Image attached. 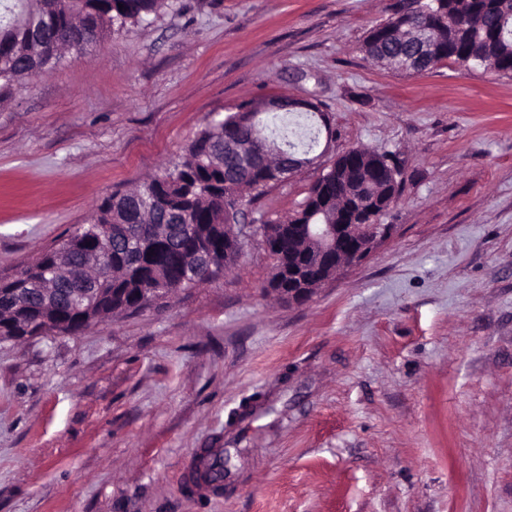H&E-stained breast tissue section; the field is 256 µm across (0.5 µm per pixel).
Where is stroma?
<instances>
[{"label": "stroma", "mask_w": 512, "mask_h": 512, "mask_svg": "<svg viewBox=\"0 0 512 512\" xmlns=\"http://www.w3.org/2000/svg\"><path fill=\"white\" fill-rule=\"evenodd\" d=\"M403 2L171 0L0 98L2 278L253 100L314 99L333 129L256 223L350 148L403 171L389 238L306 303L266 293L251 234L200 287L0 340V512H512V77L366 58ZM197 479L206 482H220L224 480V449L217 448L206 458H203L197 471Z\"/></svg>", "instance_id": "obj_1"}]
</instances>
